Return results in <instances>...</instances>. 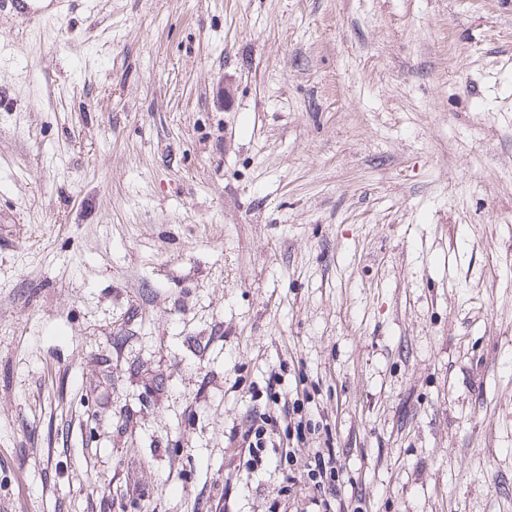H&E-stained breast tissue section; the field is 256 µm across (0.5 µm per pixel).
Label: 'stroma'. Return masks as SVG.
<instances>
[{
	"instance_id": "stroma-1",
	"label": "stroma",
	"mask_w": 512,
	"mask_h": 512,
	"mask_svg": "<svg viewBox=\"0 0 512 512\" xmlns=\"http://www.w3.org/2000/svg\"><path fill=\"white\" fill-rule=\"evenodd\" d=\"M274 370L359 512H512V0L0 11V512H269Z\"/></svg>"
}]
</instances>
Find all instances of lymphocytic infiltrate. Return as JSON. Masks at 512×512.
<instances>
[{"mask_svg":"<svg viewBox=\"0 0 512 512\" xmlns=\"http://www.w3.org/2000/svg\"><path fill=\"white\" fill-rule=\"evenodd\" d=\"M279 378L270 375L266 383L267 410L255 413L243 431L234 433L239 457L247 472L259 473L273 462L285 465L279 489L285 501H302L299 512H344L343 469L332 446H311L316 426L303 399L284 402ZM305 459L302 471H295L298 459Z\"/></svg>","mask_w":512,"mask_h":512,"instance_id":"obj_1","label":"lymphocytic infiltrate"}]
</instances>
